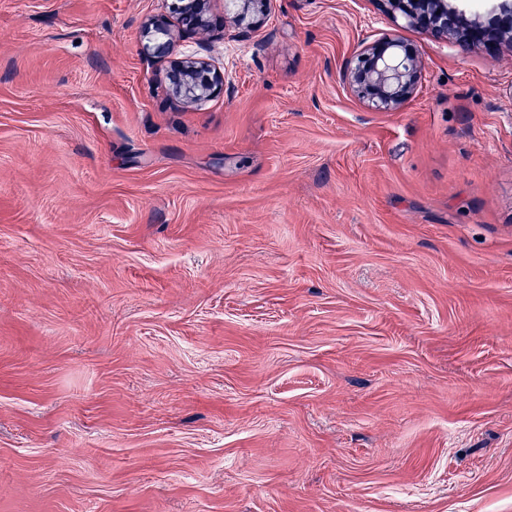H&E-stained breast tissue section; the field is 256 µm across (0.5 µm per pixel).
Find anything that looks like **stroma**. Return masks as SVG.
I'll return each mask as SVG.
<instances>
[{
    "mask_svg": "<svg viewBox=\"0 0 512 512\" xmlns=\"http://www.w3.org/2000/svg\"><path fill=\"white\" fill-rule=\"evenodd\" d=\"M175 8L0 0V512H512V50ZM345 78L357 96L371 108L396 111L416 90L419 80L417 50L401 38H381L349 63ZM178 97L200 99L224 88V76L199 60L186 61L170 74Z\"/></svg>",
    "mask_w": 512,
    "mask_h": 512,
    "instance_id": "35a3bbf8",
    "label": "stroma"
}]
</instances>
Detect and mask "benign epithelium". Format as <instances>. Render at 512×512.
I'll use <instances>...</instances> for the list:
<instances>
[{"mask_svg": "<svg viewBox=\"0 0 512 512\" xmlns=\"http://www.w3.org/2000/svg\"><path fill=\"white\" fill-rule=\"evenodd\" d=\"M269 0H224V15L239 22L265 11ZM461 0H380L393 19L425 30L437 40L463 47H481L494 56L504 43L512 47V0H494L490 18L469 17ZM345 78L368 106L381 111L400 109L414 94L419 80L417 50L398 37H384L368 46L346 68ZM175 93L200 99L224 88V76L210 65L190 60L170 74Z\"/></svg>", "mask_w": 512, "mask_h": 512, "instance_id": "7a95c632", "label": "benign epithelium"}]
</instances>
